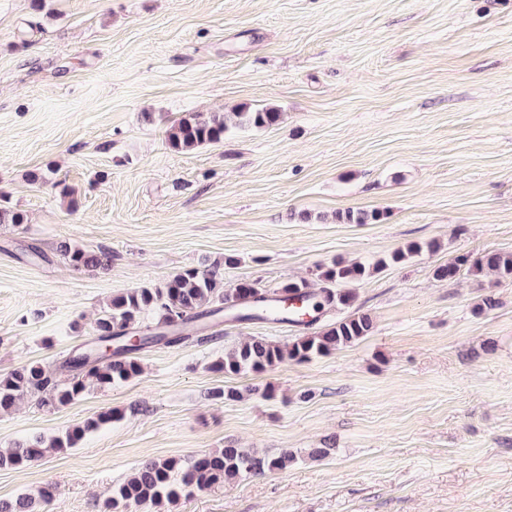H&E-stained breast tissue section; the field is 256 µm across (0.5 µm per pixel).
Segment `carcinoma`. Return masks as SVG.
<instances>
[{
  "mask_svg": "<svg viewBox=\"0 0 512 512\" xmlns=\"http://www.w3.org/2000/svg\"><path fill=\"white\" fill-rule=\"evenodd\" d=\"M281 110L276 106L255 109L244 107L233 112L229 120L220 113L204 116L187 113L168 132L169 146L177 151L219 143L230 126L240 129L266 128L279 123ZM0 223L20 227L26 216L0 203ZM433 250L436 243H410L373 265L337 261L320 267L315 274L320 287L314 288L306 279L288 280L272 290L258 284L241 282L234 288L224 287V269L218 263H203L180 271L153 286L119 291L110 297L95 321L93 340L75 350L59 364L31 362L0 374V413H5L26 397L38 406L57 408L80 398L92 387L110 388L140 373L136 354L161 342L175 343L199 332L208 319L225 315L231 321H288L311 325L313 312L343 309L352 306L355 296L348 285L360 281L374 271L402 264ZM56 252L77 273L108 269L112 255L102 249L84 250L61 241ZM476 277L493 276L512 280V253L488 251L476 258L457 256L434 270L439 280H452L461 270ZM373 322L365 313H354L331 326L301 336L289 344L264 338L243 340L224 352L215 369L226 374L262 373L287 360L308 362L324 356L340 346H350L369 335ZM112 346L108 356L91 359L92 346ZM112 420V411H104L63 436L44 439L36 436L0 450V467H27L52 452H61L78 445L86 433ZM296 460L293 452L284 450L277 456L261 455L252 448L227 446L209 451L195 459L176 458L146 460L136 468L106 502V508L150 505L161 508L167 503L188 496L194 490H205L243 477L264 475L288 469ZM52 497L50 487L38 496L22 495L0 500V512H42V505Z\"/></svg>",
  "mask_w": 512,
  "mask_h": 512,
  "instance_id": "obj_1",
  "label": "carcinoma"
}]
</instances>
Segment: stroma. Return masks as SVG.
<instances>
[{"mask_svg":"<svg viewBox=\"0 0 512 512\" xmlns=\"http://www.w3.org/2000/svg\"><path fill=\"white\" fill-rule=\"evenodd\" d=\"M265 105L278 125L166 142L186 113ZM0 196L27 217L0 224V373L62 361L112 294L204 261L237 257L225 287L274 288L438 245L355 283L374 329L328 355L224 374L241 340L302 331L212 320L204 342L140 351L127 382L0 415L5 448L114 414L0 468V499L49 484L44 512H103L145 460L233 444L297 461L166 512H512V280L433 276L512 253V0H0ZM62 240L109 269L73 272ZM112 421V411H104L96 418L88 419L81 426L67 431L64 436L49 440L36 436L26 442L17 443L6 450H0V467H27L45 457L48 453L61 452L76 448L87 432L97 429L101 424Z\"/></svg>","mask_w":512,"mask_h":512,"instance_id":"35a3bbf8","label":"stroma"}]
</instances>
